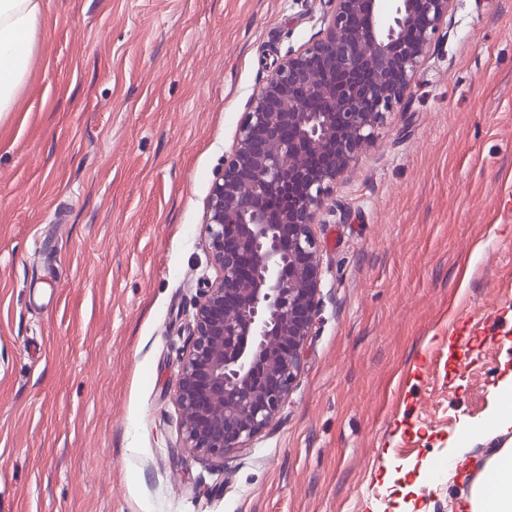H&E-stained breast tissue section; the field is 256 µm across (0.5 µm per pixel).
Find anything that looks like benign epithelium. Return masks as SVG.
Wrapping results in <instances>:
<instances>
[{
	"mask_svg": "<svg viewBox=\"0 0 512 512\" xmlns=\"http://www.w3.org/2000/svg\"><path fill=\"white\" fill-rule=\"evenodd\" d=\"M317 39L251 94L205 217L217 275L174 389L184 447L224 459L294 388L320 304L315 225L336 181L402 103L454 0H328Z\"/></svg>",
	"mask_w": 512,
	"mask_h": 512,
	"instance_id": "1",
	"label": "benign epithelium"
}]
</instances>
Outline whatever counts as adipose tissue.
Masks as SVG:
<instances>
[{
    "instance_id": "adipose-tissue-1",
    "label": "adipose tissue",
    "mask_w": 512,
    "mask_h": 512,
    "mask_svg": "<svg viewBox=\"0 0 512 512\" xmlns=\"http://www.w3.org/2000/svg\"><path fill=\"white\" fill-rule=\"evenodd\" d=\"M42 0H0V115L10 112L28 71ZM460 512H512V442L495 449Z\"/></svg>"
}]
</instances>
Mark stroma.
<instances>
[{
    "label": "stroma",
    "mask_w": 512,
    "mask_h": 512,
    "mask_svg": "<svg viewBox=\"0 0 512 512\" xmlns=\"http://www.w3.org/2000/svg\"><path fill=\"white\" fill-rule=\"evenodd\" d=\"M324 0H44L0 117V512H459L512 377V0H455L315 233L275 421L222 465L173 397L204 220L254 89ZM417 486L407 499L385 486Z\"/></svg>",
    "instance_id": "stroma-1"
}]
</instances>
